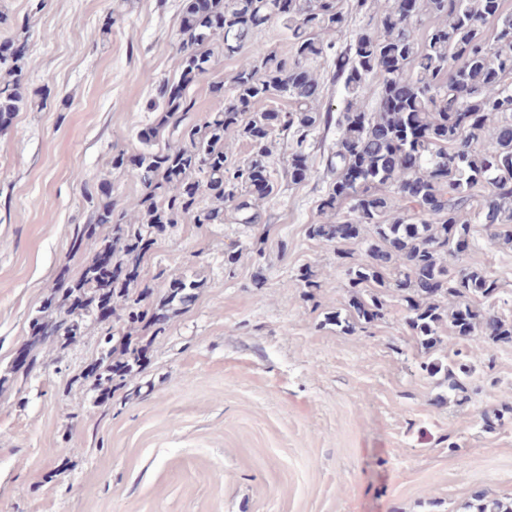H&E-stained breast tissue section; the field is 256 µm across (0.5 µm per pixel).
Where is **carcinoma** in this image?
<instances>
[{
    "label": "carcinoma",
    "mask_w": 512,
    "mask_h": 512,
    "mask_svg": "<svg viewBox=\"0 0 512 512\" xmlns=\"http://www.w3.org/2000/svg\"><path fill=\"white\" fill-rule=\"evenodd\" d=\"M503 0H182L183 54L178 77L159 83L166 124L180 137L176 146L137 154L136 171L146 192L138 222H125L105 203L83 235L95 225H112L101 239V253L115 267L128 263L140 240L176 224L253 225L261 217L253 201L277 191L270 160L275 137L291 135L284 169L288 183L307 180L308 141L321 126L335 122L336 142L322 157L329 177L319 200L322 213L336 220L310 226L312 237L336 244L350 288L349 314L332 321L345 333L364 330L383 318L389 299L405 308V321L425 359L421 371L435 377L467 402L474 360L486 344L512 343V321L484 304L498 298L500 286L482 269L456 266L462 245L472 239L471 203L484 189L478 219L489 235L512 243V12ZM365 26L350 29L356 18ZM288 36L290 51L279 53L257 41L271 24ZM0 67L12 79L0 80V117L20 110L19 77L28 56V38H7ZM250 60L224 88L210 92L224 108L201 122L183 124L192 109L189 89L213 66L215 56ZM332 58L340 88L336 113H321L317 102L324 82L312 64ZM378 81L375 99L365 91ZM286 99L289 109L268 107ZM232 129L249 146L241 163L224 154V132ZM211 205H201L202 195ZM352 243L365 259L357 260ZM86 300L66 305L58 321H33L35 342L80 333L86 316H98L97 283L91 270L81 279ZM199 287L174 279L160 297L161 308L189 298ZM138 281L112 289V317L127 326L151 321L158 309L146 304ZM468 341L450 364L437 357L448 337ZM146 353L109 350L97 387L124 380ZM467 512H512V497L476 498Z\"/></svg>",
    "instance_id": "carcinoma-1"
}]
</instances>
